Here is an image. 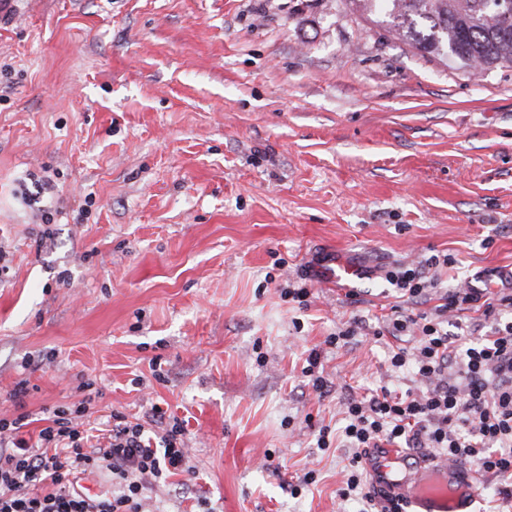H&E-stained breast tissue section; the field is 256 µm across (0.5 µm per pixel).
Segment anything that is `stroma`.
<instances>
[{
  "mask_svg": "<svg viewBox=\"0 0 512 512\" xmlns=\"http://www.w3.org/2000/svg\"><path fill=\"white\" fill-rule=\"evenodd\" d=\"M433 255L447 287L512 281V68L422 54L353 0H0V418L37 436L90 382L92 445L114 412L185 419L192 470L149 512H356L351 449L314 430L424 391L375 332L416 310L383 271ZM320 355L317 348H312L306 359L307 365L303 367L302 373L304 377L309 378V383L312 384V388L321 394L324 393L327 387V381L322 376V372L316 371L320 363Z\"/></svg>",
  "mask_w": 512,
  "mask_h": 512,
  "instance_id": "35a3bbf8",
  "label": "stroma"
}]
</instances>
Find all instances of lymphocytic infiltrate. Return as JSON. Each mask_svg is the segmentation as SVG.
I'll return each mask as SVG.
<instances>
[{"instance_id": "lymphocytic-infiltrate-1", "label": "lymphocytic infiltrate", "mask_w": 512, "mask_h": 512, "mask_svg": "<svg viewBox=\"0 0 512 512\" xmlns=\"http://www.w3.org/2000/svg\"><path fill=\"white\" fill-rule=\"evenodd\" d=\"M439 256L386 271V280L422 310L392 319L386 331L412 335L417 344L390 358L393 368L413 367L425 392L398 397L388 388L366 400H351L343 440L353 454L341 499L357 497L361 512H407L401 495L379 497L368 491L363 466L370 449L387 444L428 448L465 462L481 475L512 480V321L501 319L512 308V294L487 300L483 289L458 283L444 294L435 312L424 311L438 286L433 268ZM481 304L489 331L464 347L449 334V312ZM92 395L52 410L36 439H27L25 416L0 419V512H142L152 482L189 471L184 421L153 408L154 434L112 414L106 446H90L83 419ZM107 470L112 491L91 497L78 487L81 476Z\"/></svg>"}]
</instances>
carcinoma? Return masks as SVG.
<instances>
[{
  "label": "carcinoma",
  "mask_w": 512,
  "mask_h": 512,
  "mask_svg": "<svg viewBox=\"0 0 512 512\" xmlns=\"http://www.w3.org/2000/svg\"><path fill=\"white\" fill-rule=\"evenodd\" d=\"M397 39L423 54L451 60L459 68L482 71L512 68V31L501 32L502 16H512V0L496 11L483 0H354Z\"/></svg>",
  "instance_id": "cac0c4a2"
}]
</instances>
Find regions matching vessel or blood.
<instances>
[{
    "instance_id": "vessel-or-blood-1",
    "label": "vessel or blood",
    "mask_w": 512,
    "mask_h": 512,
    "mask_svg": "<svg viewBox=\"0 0 512 512\" xmlns=\"http://www.w3.org/2000/svg\"><path fill=\"white\" fill-rule=\"evenodd\" d=\"M401 457L396 448L381 451L373 472L377 490L388 493L400 487L406 489L413 512H472L471 506L480 493L477 474L465 466L446 462L419 467L412 477L401 478L396 474Z\"/></svg>"
}]
</instances>
